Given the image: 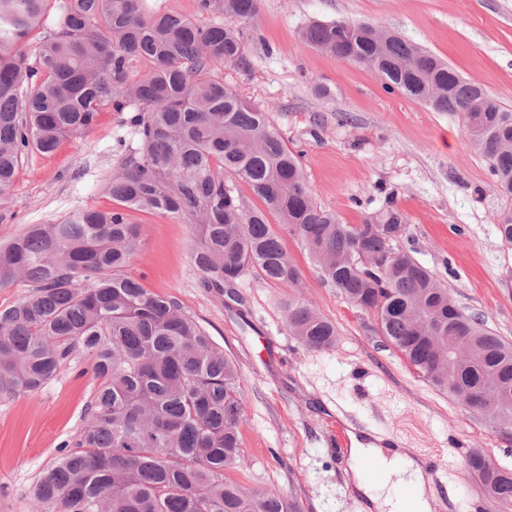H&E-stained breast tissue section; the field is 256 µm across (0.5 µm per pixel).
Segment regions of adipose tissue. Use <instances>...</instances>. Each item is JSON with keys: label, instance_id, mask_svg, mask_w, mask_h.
<instances>
[{"label": "adipose tissue", "instance_id": "adipose-tissue-1", "mask_svg": "<svg viewBox=\"0 0 512 512\" xmlns=\"http://www.w3.org/2000/svg\"><path fill=\"white\" fill-rule=\"evenodd\" d=\"M350 458L356 489L369 500L375 512H401L404 505H411L413 512H429L428 497L422 480L421 466L412 456L398 448H383L358 437L350 439ZM372 458L381 463L383 476L379 481L368 482L362 472V459ZM407 487L412 491L410 501H403L397 491Z\"/></svg>", "mask_w": 512, "mask_h": 512}]
</instances>
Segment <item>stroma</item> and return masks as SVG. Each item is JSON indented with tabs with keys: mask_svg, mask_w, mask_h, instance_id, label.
I'll use <instances>...</instances> for the list:
<instances>
[{
	"mask_svg": "<svg viewBox=\"0 0 512 512\" xmlns=\"http://www.w3.org/2000/svg\"><path fill=\"white\" fill-rule=\"evenodd\" d=\"M368 22L447 61L512 111V0H260L243 22L249 69L219 67L225 82L259 103L303 151L317 205L346 224L394 198L409 218L401 245L435 271L457 306L512 343V246L495 219L512 211L460 115L435 112L387 92L372 70L314 49L299 37L312 21ZM327 87V96L316 94ZM121 117L104 110L89 133L50 155L23 157L0 195V241L31 224H55L82 207L109 209L106 181L122 160ZM126 271L153 292L174 296L226 357L246 393L242 464L246 491H276L300 512H364L348 485L349 450L331 427L366 432L402 448L441 450L447 476L433 485L431 512H475L486 496L468 471L466 449L512 469V428L431 387L378 333L370 313L324 284L293 237L285 245L302 271L293 294L338 332L335 347L307 350L285 323L287 289L248 273L240 301L200 288L192 227L148 212ZM88 360L75 355L42 392L0 399V512H33L28 497L42 468L74 444L96 388Z\"/></svg>",
	"mask_w": 512,
	"mask_h": 512,
	"instance_id": "1",
	"label": "stroma"
}]
</instances>
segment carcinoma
<instances>
[{"label":"carcinoma","instance_id":"1","mask_svg":"<svg viewBox=\"0 0 512 512\" xmlns=\"http://www.w3.org/2000/svg\"><path fill=\"white\" fill-rule=\"evenodd\" d=\"M198 9L210 17L204 26L148 0H0V194L23 155L54 153L93 130L105 108L129 131L106 186L115 207L77 209L0 244V288L28 284L0 307V399L39 393L78 352L98 382L76 446L60 449L30 489L40 512L299 510L227 476L242 462L237 365L175 297L125 273L140 239L134 211L189 221L200 287L216 298L234 294L251 270L297 287L288 232L323 282L372 314L430 385L464 406L480 394L512 427V344L462 312L437 274L402 248L406 214L390 201L360 224L341 223L314 202L300 154L268 113L216 76L223 64L250 67L237 22L257 15L258 0H198ZM37 29L46 36L31 48ZM302 37L378 68L390 91L462 115L471 145L512 194V112L482 86L368 23H314ZM242 184L260 205L249 204ZM496 228L512 246V212ZM285 312L306 348L335 346L336 326L311 303L290 296ZM467 459L487 501L509 512L512 476L478 450Z\"/></svg>","mask_w":512,"mask_h":512}]
</instances>
